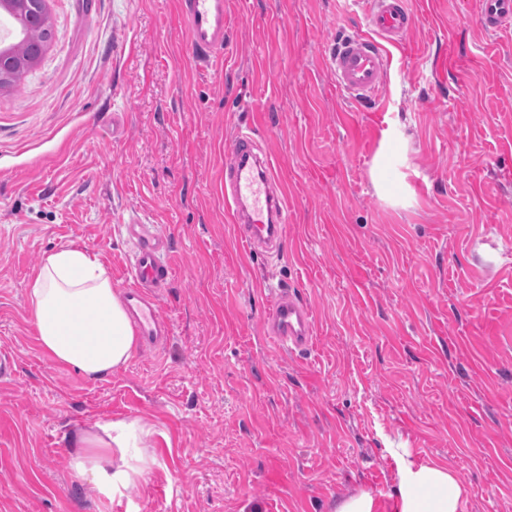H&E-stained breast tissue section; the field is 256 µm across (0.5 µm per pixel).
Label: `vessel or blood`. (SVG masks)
Returning a JSON list of instances; mask_svg holds the SVG:
<instances>
[{
	"label": "vessel or blood",
	"instance_id": "1",
	"mask_svg": "<svg viewBox=\"0 0 512 512\" xmlns=\"http://www.w3.org/2000/svg\"><path fill=\"white\" fill-rule=\"evenodd\" d=\"M227 0H179V16L191 56L210 62L224 52ZM368 33L346 35L330 50L326 65L341 94L363 107L376 101L388 76L387 46L403 44L415 16L410 0H364ZM481 31H512V0H477ZM224 202L243 244L251 250L270 249L282 243L288 219V200L270 160L252 133L237 132L226 143ZM140 224L139 219L129 221ZM131 254L124 301L143 342H153L168 330L160 312V293L169 287L174 268L166 260L168 242L158 235L139 232ZM313 321L307 306L292 292L276 294L268 319V335L291 351L304 350Z\"/></svg>",
	"mask_w": 512,
	"mask_h": 512
}]
</instances>
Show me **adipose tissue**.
Instances as JSON below:
<instances>
[{
	"mask_svg": "<svg viewBox=\"0 0 512 512\" xmlns=\"http://www.w3.org/2000/svg\"><path fill=\"white\" fill-rule=\"evenodd\" d=\"M26 298L37 344L54 363L96 381L131 359L135 329L99 254L75 244L49 253L31 275ZM154 434L148 421L130 417L78 430L71 440L73 480L114 499L155 465ZM396 455L395 512H462L468 490L454 470L416 461L403 448Z\"/></svg>",
	"mask_w": 512,
	"mask_h": 512,
	"instance_id": "1",
	"label": "adipose tissue"
}]
</instances>
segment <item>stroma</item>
Segmentation results:
<instances>
[{
    "mask_svg": "<svg viewBox=\"0 0 512 512\" xmlns=\"http://www.w3.org/2000/svg\"><path fill=\"white\" fill-rule=\"evenodd\" d=\"M412 7L358 112L324 64L366 28L352 0H230L211 66L177 0H49L38 65L0 90V512H394L396 448L454 469L464 512H512V35L475 0ZM248 128L288 195L277 252L224 207ZM132 216L170 240L171 333L93 382L40 351L26 284L74 243L123 289ZM284 288L313 315L300 353L265 333ZM123 416L154 423L157 464L111 501L73 481L67 436Z\"/></svg>",
    "mask_w": 512,
    "mask_h": 512,
    "instance_id": "1",
    "label": "stroma"
}]
</instances>
